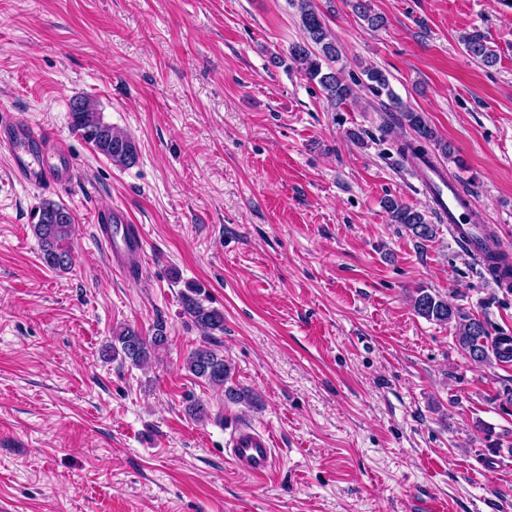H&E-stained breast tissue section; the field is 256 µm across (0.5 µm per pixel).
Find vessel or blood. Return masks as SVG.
I'll list each match as a JSON object with an SVG mask.
<instances>
[{
  "label": "vessel or blood",
  "mask_w": 512,
  "mask_h": 512,
  "mask_svg": "<svg viewBox=\"0 0 512 512\" xmlns=\"http://www.w3.org/2000/svg\"><path fill=\"white\" fill-rule=\"evenodd\" d=\"M0 147L9 153L11 173L18 180L41 188L68 182L75 171L69 156L53 137L28 122L0 119ZM416 173L434 210L449 232L475 259H482L485 226L468 196L437 166L417 162ZM99 239L118 272L137 268L145 241L122 210L112 209L97 217ZM227 454L239 470L251 478L267 477L273 468V441L269 433L240 426L230 438Z\"/></svg>",
  "instance_id": "obj_1"
}]
</instances>
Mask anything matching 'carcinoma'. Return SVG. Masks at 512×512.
<instances>
[{"label":"carcinoma","instance_id":"carcinoma-1","mask_svg":"<svg viewBox=\"0 0 512 512\" xmlns=\"http://www.w3.org/2000/svg\"><path fill=\"white\" fill-rule=\"evenodd\" d=\"M347 3L353 14L366 23L369 29L377 30L385 26V18L374 11L371 0H347ZM290 4L297 9L303 33L302 41L289 47L290 59L308 80L320 85L331 107L352 100L355 96L354 88L345 78L344 68L336 67V63L342 58L341 47L315 0H290ZM461 42L472 59L485 66H492L497 62V54L489 46L487 36L480 30L463 35ZM363 73L368 80V89L377 96L386 95L391 107L399 112L401 122L413 132V137L400 140L398 150L401 155L414 158L423 156L428 153L427 146L434 145L442 155L451 156L450 146L438 139L423 113L416 111L393 92L389 78L383 70L370 66ZM70 116L73 129L113 165L128 167L135 163L137 151L132 139L126 133L104 123L90 99H73L70 103ZM383 208L390 222L401 225L413 238L429 241L435 237L436 225L429 223L422 212L405 202L388 197L384 200ZM37 216L33 232L41 244V262L55 271L70 269L74 261L70 247L74 221L70 211L60 204L47 202L38 209ZM199 296L200 291L196 288H188L181 293L183 315L205 336H211L215 331H224L223 314L204 305ZM413 307L423 318L439 324L453 325L456 345L475 364L512 362V336L491 335L485 322L462 313L443 298L423 288L417 289V295L413 297ZM167 344L166 328L161 323L155 326L149 336L131 327H124L113 334L109 351L134 366H140L158 357ZM184 365L194 377L221 390L226 401L232 404H257V398L248 391L229 384L230 365L216 349L199 346L187 355Z\"/></svg>","mask_w":512,"mask_h":512}]
</instances>
